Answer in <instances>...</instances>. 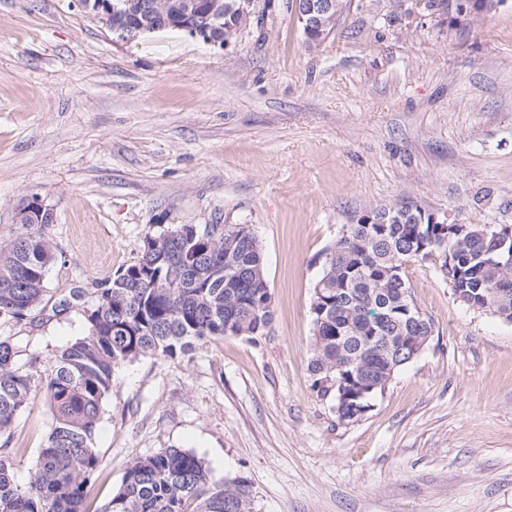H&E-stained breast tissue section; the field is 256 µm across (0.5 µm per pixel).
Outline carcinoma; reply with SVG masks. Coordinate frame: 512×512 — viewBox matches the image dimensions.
<instances>
[{"mask_svg": "<svg viewBox=\"0 0 512 512\" xmlns=\"http://www.w3.org/2000/svg\"><path fill=\"white\" fill-rule=\"evenodd\" d=\"M424 0L423 11L440 12L448 26L469 24L503 0ZM374 223L356 222L324 252L322 274L311 303L314 326L309 363L312 388L344 382L351 396L332 401L336 418L349 422L363 388L382 386L415 360L416 347L435 324L414 308L406 264L435 254L455 300L467 308L494 307L512 323V245L502 247L486 224H464L463 232L442 240L431 213L417 206L372 211ZM46 224H22L0 245V313L27 319L40 304L57 247ZM180 227L145 237L143 251L98 289L86 314V333L57 355L51 372L31 357L17 366L16 346L0 338V435L11 434L39 390L56 425L39 449L25 485L14 482L12 449L0 448V512H84V487L100 467L95 435L112 392L115 369L145 356L171 359L192 352L196 342L265 334L273 313L262 247L248 224L222 229L216 238L199 233L191 245L194 270L182 264ZM254 512L248 481L235 477L221 489L209 486L204 461L191 452L166 448L125 467L122 485L107 512Z\"/></svg>", "mask_w": 512, "mask_h": 512, "instance_id": "1", "label": "carcinoma"}]
</instances>
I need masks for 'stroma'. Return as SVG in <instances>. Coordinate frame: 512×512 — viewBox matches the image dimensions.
Instances as JSON below:
<instances>
[{
    "mask_svg": "<svg viewBox=\"0 0 512 512\" xmlns=\"http://www.w3.org/2000/svg\"><path fill=\"white\" fill-rule=\"evenodd\" d=\"M390 9L352 0L312 45L291 0H258L217 48L177 30L116 41L70 0H0V243L37 195L58 249L40 310L0 315L18 365L50 373L100 285L180 224L251 225L272 297L257 341L117 368L85 512L164 448L203 459L212 485L246 478L254 512H512V323L458 303L440 260L406 268L434 335L363 418L339 422L311 388L313 289L343 225L402 205L512 225V0L458 29L417 12L390 26ZM54 424L31 398L18 484Z\"/></svg>",
    "mask_w": 512,
    "mask_h": 512,
    "instance_id": "obj_1",
    "label": "stroma"
}]
</instances>
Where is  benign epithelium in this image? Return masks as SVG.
Masks as SVG:
<instances>
[{
  "label": "benign epithelium",
  "mask_w": 512,
  "mask_h": 512,
  "mask_svg": "<svg viewBox=\"0 0 512 512\" xmlns=\"http://www.w3.org/2000/svg\"><path fill=\"white\" fill-rule=\"evenodd\" d=\"M255 2L211 0L203 14L197 0H177L175 3L170 0H96L94 5L88 0H72L73 5L84 10L91 8L120 18L123 26L112 27V36L120 41L171 29L219 48L224 47V19L240 15L242 21H247ZM292 7L310 37L321 31V15L336 11L340 4L337 0H293ZM45 218H55L54 209L40 198L27 210L16 212L15 221L18 224H41Z\"/></svg>",
  "instance_id": "7a95c632"
}]
</instances>
